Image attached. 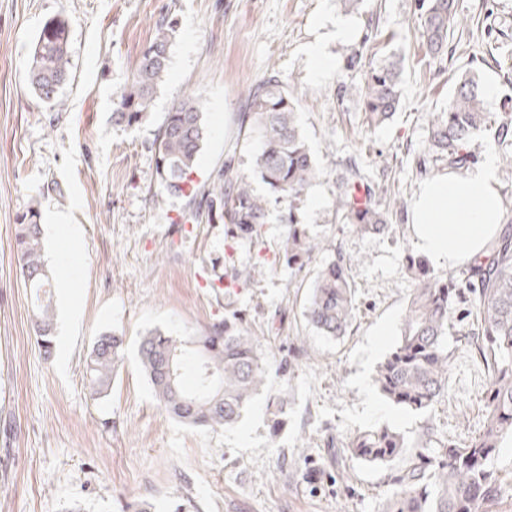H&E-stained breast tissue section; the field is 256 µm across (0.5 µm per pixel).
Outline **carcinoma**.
Segmentation results:
<instances>
[{"instance_id": "carcinoma-1", "label": "carcinoma", "mask_w": 512, "mask_h": 512, "mask_svg": "<svg viewBox=\"0 0 512 512\" xmlns=\"http://www.w3.org/2000/svg\"><path fill=\"white\" fill-rule=\"evenodd\" d=\"M420 38L426 54L440 61L448 50V35L457 22L455 0H418ZM171 20L156 22L155 36L142 51L136 74L120 92L112 120L129 126L144 120L154 94L169 66ZM403 66L398 60L370 65L367 70L364 112L369 126L387 122L401 102ZM71 76L69 22L57 15L47 20L29 58L27 80L42 102L53 104ZM485 88L475 75L461 77L443 111L428 125V150L448 168H463L474 161L469 150L473 136L487 125ZM248 111L241 125L257 127L260 148L255 172L270 196L254 192L249 177L220 170L212 187L202 195L192 176L204 140L203 105L186 96L175 102L153 141L159 192L185 193L189 202L201 197L208 216L228 224L233 236L259 241L267 223L271 200L288 202L283 221L288 235L280 242L278 260L303 266L324 249L296 214L295 202L324 172L315 164L297 123L294 97L274 77L256 84L247 98ZM512 119L498 125L503 161L512 166L507 135ZM336 215L357 231L381 234L388 230L387 211L363 182L355 165L348 168L336 191ZM16 252L24 284L35 297L32 325L36 342L47 356L54 349V318L41 292L53 273L43 258L40 212L29 207L16 224ZM414 288L401 325V338L377 367L374 383L390 404L424 413L448 390L452 355L445 346L451 334L460 337L490 378L482 433L464 444L449 439L426 440L410 448L404 435L388 426L359 430L344 453L367 463L389 465L411 453L409 466L392 478L395 489L382 512H477L493 496L498 478L491 468L502 443L512 441V228L506 227L490 254L471 263L458 278L439 279L424 259L407 255ZM306 318L325 336H344L355 318V289L341 251L318 273L309 295ZM143 370L155 397L178 421L213 430L230 428L242 417L253 398L265 387L271 364L256 352L240 319L226 318L197 336L186 339L153 330L139 344ZM124 357L122 338L103 334L86 359L89 388L97 396L110 386ZM195 386L183 385L187 369ZM288 399L268 401L272 435L286 425Z\"/></svg>"}]
</instances>
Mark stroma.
I'll return each instance as SVG.
<instances>
[{
    "mask_svg": "<svg viewBox=\"0 0 512 512\" xmlns=\"http://www.w3.org/2000/svg\"><path fill=\"white\" fill-rule=\"evenodd\" d=\"M459 24L443 60L419 49L418 0H0V512H381L389 465L337 461L354 431L387 425L410 444L426 427L467 441L484 424L489 379L456 337L448 394L424 414L387 406L373 377L398 342L413 289L403 260L415 247L408 207L424 175L428 123L462 74L485 86L491 129L477 133V157L498 154L494 125L512 116V0H456ZM69 20L72 80L54 105L30 90L26 67L44 23ZM176 25L168 71L147 119L117 125L112 111L131 82L160 17ZM350 36H336L337 25ZM320 48L328 68L312 57ZM399 57L401 106L368 126L363 99L372 59ZM278 76L296 100V118L323 178L298 201L300 221L325 242L302 268L274 260L288 233L287 203H271L262 243L230 239L220 219H192L186 198L159 192L152 143L174 101L204 104L205 139L196 185L219 169L254 173L258 132L241 128L248 92ZM355 160L389 231L363 234L336 219V180ZM42 216L44 257L58 271L52 290L54 351L44 357L31 326L30 291L19 276L17 216ZM80 227L72 241L68 227ZM342 251L356 286L350 331L317 333L305 309L318 271ZM248 272L234 281V270ZM236 314L270 364L241 420L227 430L189 427L156 400L138 356L159 329L180 337ZM125 339V356L106 396H91L85 358L95 339ZM304 343L308 355L292 353ZM285 394L288 425L269 435L268 397Z\"/></svg>",
    "mask_w": 512,
    "mask_h": 512,
    "instance_id": "obj_1",
    "label": "stroma"
}]
</instances>
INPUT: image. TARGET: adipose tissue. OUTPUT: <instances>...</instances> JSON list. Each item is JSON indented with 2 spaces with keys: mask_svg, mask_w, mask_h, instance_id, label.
<instances>
[{
  "mask_svg": "<svg viewBox=\"0 0 512 512\" xmlns=\"http://www.w3.org/2000/svg\"><path fill=\"white\" fill-rule=\"evenodd\" d=\"M415 241L430 259L449 266L486 256L501 232L502 205L495 160L424 181L412 208Z\"/></svg>",
  "mask_w": 512,
  "mask_h": 512,
  "instance_id": "obj_1",
  "label": "adipose tissue"
}]
</instances>
